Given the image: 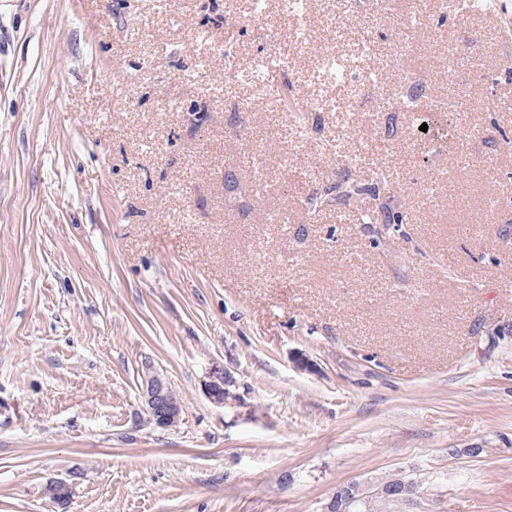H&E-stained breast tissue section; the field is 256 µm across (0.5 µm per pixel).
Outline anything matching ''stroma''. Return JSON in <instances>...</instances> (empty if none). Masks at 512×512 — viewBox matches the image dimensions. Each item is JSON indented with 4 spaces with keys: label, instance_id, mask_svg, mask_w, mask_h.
I'll return each instance as SVG.
<instances>
[{
    "label": "stroma",
    "instance_id": "35a3bbf8",
    "mask_svg": "<svg viewBox=\"0 0 512 512\" xmlns=\"http://www.w3.org/2000/svg\"><path fill=\"white\" fill-rule=\"evenodd\" d=\"M246 2L0 0V512H329L400 474L395 512H512V146L486 145L512 133V0L442 28L399 0L421 26L368 54L376 0ZM285 44L299 103L273 108ZM325 52L359 59L356 100ZM415 81L459 137L355 163ZM376 165L409 223L308 213ZM145 409L148 415L161 426H171L180 416V408L176 398L158 376H149L143 391ZM166 408L165 412L161 410Z\"/></svg>",
    "mask_w": 512,
    "mask_h": 512
}]
</instances>
